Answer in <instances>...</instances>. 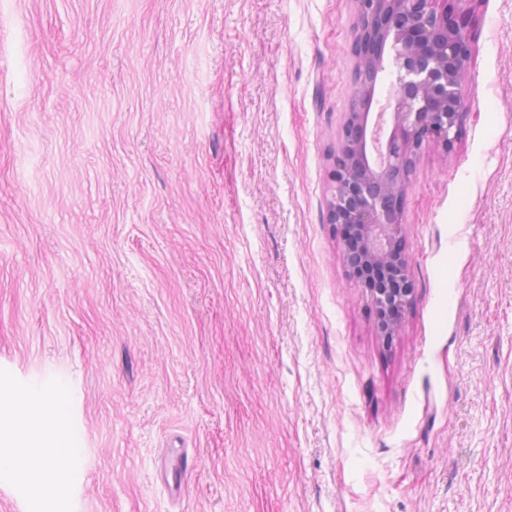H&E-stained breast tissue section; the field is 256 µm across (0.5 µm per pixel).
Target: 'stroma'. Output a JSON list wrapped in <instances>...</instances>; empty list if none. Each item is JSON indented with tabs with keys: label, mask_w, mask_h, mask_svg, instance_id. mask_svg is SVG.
Masks as SVG:
<instances>
[{
	"label": "stroma",
	"mask_w": 512,
	"mask_h": 512,
	"mask_svg": "<svg viewBox=\"0 0 512 512\" xmlns=\"http://www.w3.org/2000/svg\"><path fill=\"white\" fill-rule=\"evenodd\" d=\"M465 8L387 344L328 222L356 0H0V400L70 443L0 512H512V0ZM413 288L401 289L399 292L389 294L372 293V299L376 306L392 311L393 318L388 323L387 333L393 335L401 322L405 308L412 299ZM396 310L398 311L396 313ZM192 460L188 455L179 454L174 459L166 460L164 467V481L171 490L178 493L184 485V478L191 469Z\"/></svg>",
	"instance_id": "stroma-1"
}]
</instances>
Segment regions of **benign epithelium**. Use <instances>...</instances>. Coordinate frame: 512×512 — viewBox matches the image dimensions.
I'll use <instances>...</instances> for the list:
<instances>
[{
    "label": "benign epithelium",
    "mask_w": 512,
    "mask_h": 512,
    "mask_svg": "<svg viewBox=\"0 0 512 512\" xmlns=\"http://www.w3.org/2000/svg\"><path fill=\"white\" fill-rule=\"evenodd\" d=\"M441 0H357L356 38L352 51L362 64L395 75L394 128L381 141V127L372 136L374 153L366 141L370 110L377 81L371 72L357 70L353 80L352 107L343 128L342 145L335 157L334 200L328 221L353 224L360 233L356 249L344 248L346 263L408 268L401 249V202L406 171L412 166L407 141L419 143L438 137L450 143L465 111L458 87L470 58V31L463 14H450L439 7ZM401 36L400 50L389 58L366 54V47ZM413 289L389 294L374 293L376 306L393 311L387 333L394 334Z\"/></svg>",
    "instance_id": "1"
}]
</instances>
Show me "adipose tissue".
<instances>
[{
	"label": "adipose tissue",
	"mask_w": 512,
	"mask_h": 512,
	"mask_svg": "<svg viewBox=\"0 0 512 512\" xmlns=\"http://www.w3.org/2000/svg\"><path fill=\"white\" fill-rule=\"evenodd\" d=\"M21 396L32 420L27 427L19 430L13 426L9 415L0 414V468H14L17 461L23 458L38 485H61L65 476L57 460L65 456L69 443L59 438L44 444L38 442L37 433L45 424L64 423L66 409L60 400L45 399L35 388L22 390Z\"/></svg>",
	"instance_id": "ef3b65f1"
}]
</instances>
